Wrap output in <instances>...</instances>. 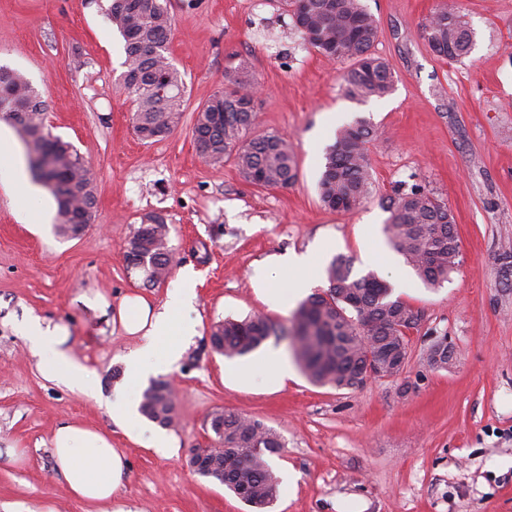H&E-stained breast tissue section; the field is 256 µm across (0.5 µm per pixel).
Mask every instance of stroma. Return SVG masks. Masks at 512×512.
Listing matches in <instances>:
<instances>
[{"label":"stroma","instance_id":"35a3bbf8","mask_svg":"<svg viewBox=\"0 0 512 512\" xmlns=\"http://www.w3.org/2000/svg\"><path fill=\"white\" fill-rule=\"evenodd\" d=\"M473 32L459 61L433 54L421 22L440 4ZM111 0H0V67L23 74L47 102L52 135L71 142L93 177L96 209L82 236L57 234L56 203L39 187L38 230L0 187V512H91L58 473L52 438L77 422L109 434L128 468L117 512H252L184 460L213 444L208 421L224 409L262 421L284 440L267 461L279 480L269 512H512V0H363L378 20L373 51L394 75L390 94L346 97L344 61L320 56L280 0H169L170 52L187 85L184 114L166 138L147 143L131 127L121 84L124 40L107 18ZM251 63L255 133L287 136L297 162L288 188L246 181L233 161L215 166L197 150L194 116L224 86L228 55ZM364 118L382 132L368 145L371 192L340 212L319 197L324 154L339 127ZM420 184L455 219L459 264L427 288L403 256L368 264L386 246L385 197ZM161 216L174 253L171 276L144 288L123 248L148 216ZM311 251L320 276L338 255L375 271L423 314L409 335L401 374L357 389L312 384L287 336L244 357L208 347L215 322L264 314L288 324L300 300L286 274L268 305L253 276L273 258ZM197 278L185 311L197 334L156 376L176 383L180 422H146L136 434L112 419L128 355L142 339L93 313L81 295L119 304L131 293L163 304L183 270ZM70 329L72 355L96 380L92 392L44 377L31 351L30 318ZM445 339L454 359L430 368ZM287 361L279 378L272 358ZM237 366L247 382L226 378Z\"/></svg>","mask_w":512,"mask_h":512}]
</instances>
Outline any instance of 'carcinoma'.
Masks as SVG:
<instances>
[{"label":"carcinoma","mask_w":512,"mask_h":512,"mask_svg":"<svg viewBox=\"0 0 512 512\" xmlns=\"http://www.w3.org/2000/svg\"><path fill=\"white\" fill-rule=\"evenodd\" d=\"M297 28L322 57L350 62L341 74L345 95L358 102L388 94L393 85L389 65L373 52L378 21L361 0H283ZM110 21L125 42L123 88L133 103V129L144 142L164 138L182 120L186 85L170 56L172 18L168 0H112ZM421 36L437 56L459 60L470 52L473 32L446 9H437L421 24ZM245 59L231 55L224 68V90L197 111L193 136L202 157L220 164L233 159L242 177L262 188H287L297 177L288 140L278 133L252 135L255 111L248 88ZM42 96L20 74L0 67V120L14 125L28 149V167L48 187L57 204V229L78 216L92 223L96 199L90 169L69 142L50 135ZM381 131L365 119L340 127L326 153L319 182L322 202L344 212L365 201L370 172L365 145ZM390 222L384 232L416 275L439 286L459 264V244L447 205L419 184L401 183L388 196ZM170 230L159 217L129 238L140 261L143 283L157 286L173 268ZM327 291L315 293L293 313L291 329L253 315L226 319L211 328L213 349L245 356L270 337L289 333L307 377L336 388H359L365 371L385 365L383 377L400 374L408 359L407 335L419 328L422 313L392 297L375 273L358 275L354 261L337 256L327 265ZM139 410L162 427L175 423L174 397L166 380L143 391ZM219 449L213 479L224 474V487L247 505L266 509L278 495V479L264 454H279L281 436L259 420L222 410L209 422Z\"/></svg>","instance_id":"obj_1"}]
</instances>
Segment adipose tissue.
<instances>
[{"instance_id":"obj_1","label":"adipose tissue","mask_w":512,"mask_h":512,"mask_svg":"<svg viewBox=\"0 0 512 512\" xmlns=\"http://www.w3.org/2000/svg\"><path fill=\"white\" fill-rule=\"evenodd\" d=\"M195 288L196 276L186 270L162 308H155L140 295L121 300L117 317L123 331L144 341L127 361L129 381L141 382L157 360L172 364L180 358L188 338L195 333L194 322L184 316ZM28 334L45 375L63 378L84 391L93 389L94 380L87 368L68 352L66 327H45L35 320ZM52 445L56 466L70 492L93 506L94 512H110L112 497L127 467L124 455L113 448L111 437L79 423H66L57 428Z\"/></svg>"}]
</instances>
